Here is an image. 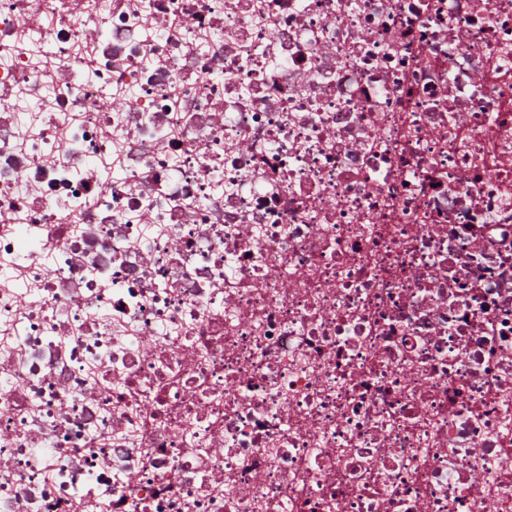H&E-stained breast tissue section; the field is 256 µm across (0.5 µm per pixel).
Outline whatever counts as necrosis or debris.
<instances>
[{
    "label": "necrosis or debris",
    "instance_id": "1",
    "mask_svg": "<svg viewBox=\"0 0 512 512\" xmlns=\"http://www.w3.org/2000/svg\"><path fill=\"white\" fill-rule=\"evenodd\" d=\"M481 498L512 0H0V512Z\"/></svg>",
    "mask_w": 512,
    "mask_h": 512
}]
</instances>
